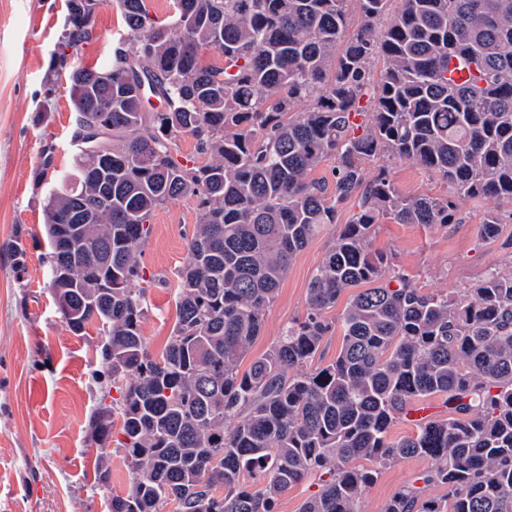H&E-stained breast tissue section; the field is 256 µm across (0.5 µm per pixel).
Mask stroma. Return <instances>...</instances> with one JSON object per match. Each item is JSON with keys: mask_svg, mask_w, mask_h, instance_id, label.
Segmentation results:
<instances>
[{"mask_svg": "<svg viewBox=\"0 0 512 512\" xmlns=\"http://www.w3.org/2000/svg\"><path fill=\"white\" fill-rule=\"evenodd\" d=\"M67 0H0V512H107V499L123 494L129 475L112 460L108 490L96 486L98 451L90 440L92 412L105 392L94 383L100 336L69 332L47 287L42 257L45 193L35 186L46 145L55 164H72V102L66 75L48 73L60 51ZM123 31L113 0H100L92 39L74 59L102 61ZM397 189L406 195L444 196L447 184L398 157L384 158ZM482 199L456 201L452 224L377 225L372 240L391 265L423 290L463 295L494 264L512 262V221L496 238L480 235ZM199 219L197 201L178 198L152 217L142 261L152 283L142 333L161 351L175 320L168 284L188 259L187 239ZM342 230L325 225L294 260L251 348L260 355L288 322L309 311L307 288L316 266ZM428 462L401 460L384 469L363 492L361 512H382L404 486L417 483Z\"/></svg>", "mask_w": 512, "mask_h": 512, "instance_id": "stroma-1", "label": "stroma"}]
</instances>
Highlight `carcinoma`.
<instances>
[{
	"label": "carcinoma",
	"instance_id": "1",
	"mask_svg": "<svg viewBox=\"0 0 512 512\" xmlns=\"http://www.w3.org/2000/svg\"><path fill=\"white\" fill-rule=\"evenodd\" d=\"M352 1L361 21L346 37ZM388 2L173 0L161 22L146 0H116L124 34L104 62L53 54L76 155L48 192L44 262L69 332L101 324L94 379L119 394L90 419L103 489L121 421L130 488L108 512H275L310 477L319 489L300 512H360L363 490L407 458L429 461L421 480L448 494L406 486L383 512H512V266L459 298L423 290L371 249L386 220L455 223L457 197L495 201L479 227L497 236L512 203V0H401L379 32ZM98 3L67 0L64 47L92 38ZM206 48L222 62L204 63ZM181 134L207 163L178 161ZM388 156L451 195H404L386 167L369 174ZM325 161L332 180L311 178ZM186 195L200 222L155 355L141 246L155 212ZM351 200L357 211L311 276L307 316L241 370L288 268ZM349 288L336 359L311 370L331 328L324 312ZM440 394L448 417L390 437Z\"/></svg>",
	"mask_w": 512,
	"mask_h": 512
}]
</instances>
